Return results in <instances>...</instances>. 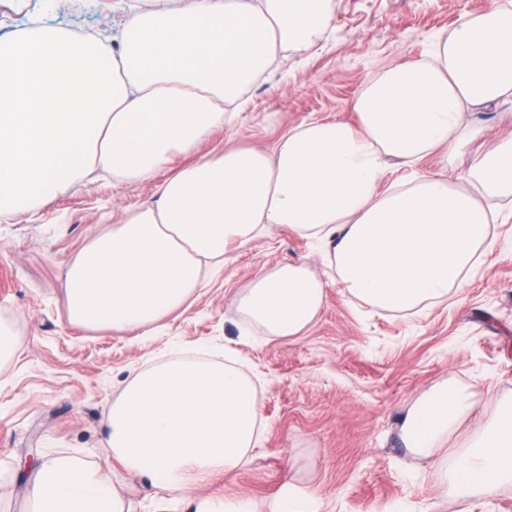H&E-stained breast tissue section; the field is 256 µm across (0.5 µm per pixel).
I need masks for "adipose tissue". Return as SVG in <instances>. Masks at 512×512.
Wrapping results in <instances>:
<instances>
[{"instance_id":"adipose-tissue-1","label":"adipose tissue","mask_w":512,"mask_h":512,"mask_svg":"<svg viewBox=\"0 0 512 512\" xmlns=\"http://www.w3.org/2000/svg\"><path fill=\"white\" fill-rule=\"evenodd\" d=\"M328 0H189L133 17L120 51L111 35L48 27L0 40V221L44 197L94 183L97 169L142 181L224 124L277 51L307 48L327 25ZM512 101V9L476 15L438 42L432 60L390 66L353 103L357 124L299 125L273 149L229 146L194 158L150 204L125 210L66 273L72 321L113 331L166 318L220 269L279 226L320 245L323 267L354 298L421 314L463 288L493 247L489 228L512 221V134L477 153L465 183L419 175L381 191L389 162L451 160L481 135L469 109ZM325 283L288 264L236 293L231 306L270 336L300 334L319 314ZM472 404L446 384L415 407L405 441L420 456L443 448ZM260 406L235 360L177 359L135 375L112 405L108 443L133 473L171 490L196 475L245 466ZM469 499L512 485V398L458 449L445 471ZM32 512H125L101 467L75 455L43 459Z\"/></svg>"}]
</instances>
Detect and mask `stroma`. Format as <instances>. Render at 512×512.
I'll use <instances>...</instances> for the list:
<instances>
[{"label":"stroma","mask_w":512,"mask_h":512,"mask_svg":"<svg viewBox=\"0 0 512 512\" xmlns=\"http://www.w3.org/2000/svg\"><path fill=\"white\" fill-rule=\"evenodd\" d=\"M181 0H0L9 17L0 37L30 22L79 35L120 34L156 2ZM485 9V0H329L328 26L303 50L281 51L250 86L238 114L202 141L272 147L302 123H356L352 103L386 67L429 60L435 43ZM176 157L150 179L102 180L45 201L0 223V321L15 338L0 359V512H29L32 471L42 459L74 454L105 467L128 512H193L208 495L242 493L255 512L303 500L309 512H512V485L485 499H458L444 468L499 401L512 396V257L488 254L475 277L420 315L377 310L328 287L316 319L293 337L247 333L230 306L234 294L276 267L307 263L322 274L317 243L279 227L242 249L183 306L137 331L71 323L65 274L123 210L153 199L158 185L187 165ZM469 164L436 157L410 169L390 164L383 186L412 173L462 182ZM236 359L256 385L263 420L248 464L203 476L183 491L126 471L107 446V417L138 372L177 355ZM453 383L474 406L435 457L414 455L402 425L434 388Z\"/></svg>","instance_id":"stroma-1"}]
</instances>
